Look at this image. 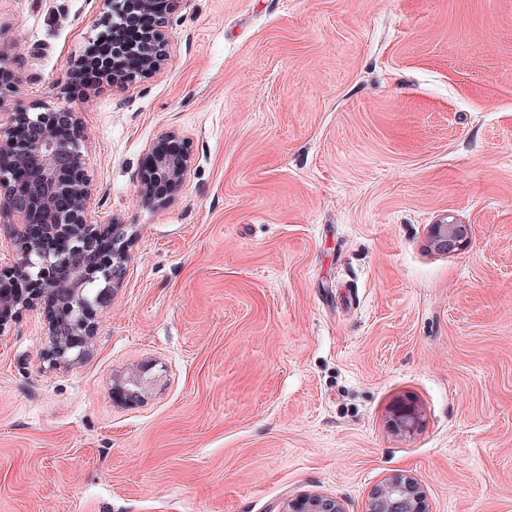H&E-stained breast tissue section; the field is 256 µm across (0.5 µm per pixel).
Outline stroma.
<instances>
[{"instance_id": "stroma-1", "label": "stroma", "mask_w": 512, "mask_h": 512, "mask_svg": "<svg viewBox=\"0 0 512 512\" xmlns=\"http://www.w3.org/2000/svg\"><path fill=\"white\" fill-rule=\"evenodd\" d=\"M99 13L0 0L18 104ZM166 37L160 74L68 100L130 257L78 365L45 306L0 335V512H364L397 472L427 512H512V0H178ZM167 128L194 161L155 206ZM445 220L468 250L429 249ZM160 140H176L181 144L182 151L176 154L157 153L155 145L150 150L152 162L141 173L139 188L142 197L156 205L165 204L182 186L194 160L187 141L175 130L162 132L158 137V141ZM160 186L167 187L168 193L158 194L157 188ZM152 369V367H145L124 381L123 389L125 398L133 401L138 399L142 395V390L146 391L148 387L154 382L155 376H146V374ZM285 512H343L340 504L331 497L308 495L289 501Z\"/></svg>"}]
</instances>
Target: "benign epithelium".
Returning a JSON list of instances; mask_svg holds the SVG:
<instances>
[{"mask_svg":"<svg viewBox=\"0 0 512 512\" xmlns=\"http://www.w3.org/2000/svg\"><path fill=\"white\" fill-rule=\"evenodd\" d=\"M103 16L112 21V41L121 42L120 13L123 0H101ZM162 20L154 46L138 52L139 65L127 67L125 52L107 62L114 87L126 88L161 71L167 61V41ZM8 58L0 48V231L10 240V259L0 260V335L10 324L5 312L17 315L40 303L48 306V361L69 369L85 358L97 332V310L112 297L129 260L128 225L116 220L102 224L97 219V180L84 161V136L77 113L69 106L12 103L21 78L6 67ZM20 127L28 135L19 137ZM161 140H176L182 151L164 154L151 149L152 162L139 179L142 197L156 205L166 203L182 186L193 165V153L178 132L166 130ZM37 169L36 179L19 186L17 174ZM43 225L46 237L65 238L66 251L51 249L29 236L28 224ZM469 224H433L430 246L452 254L471 243ZM150 368L123 382L125 398L133 401L148 389L155 377ZM417 425L413 410L392 418V426L404 433ZM285 512H342L333 498L308 495L289 501ZM365 512H425L418 480L394 473L375 488Z\"/></svg>","mask_w":512,"mask_h":512,"instance_id":"1","label":"benign epithelium"}]
</instances>
